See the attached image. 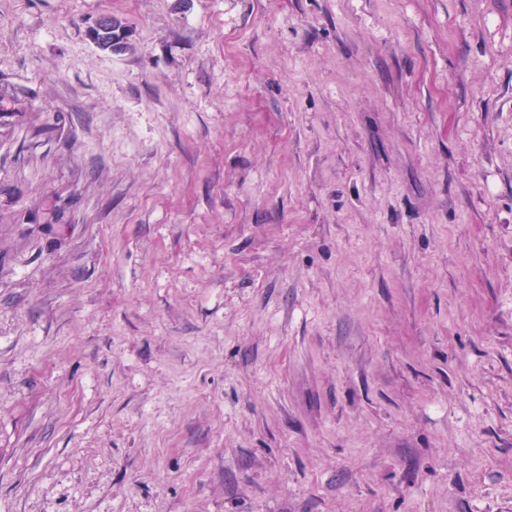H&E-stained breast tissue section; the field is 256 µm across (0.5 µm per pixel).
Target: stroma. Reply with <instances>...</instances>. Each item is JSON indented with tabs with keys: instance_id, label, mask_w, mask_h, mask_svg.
Returning <instances> with one entry per match:
<instances>
[{
	"instance_id": "stroma-1",
	"label": "stroma",
	"mask_w": 512,
	"mask_h": 512,
	"mask_svg": "<svg viewBox=\"0 0 512 512\" xmlns=\"http://www.w3.org/2000/svg\"><path fill=\"white\" fill-rule=\"evenodd\" d=\"M0 512H512V0H0ZM111 25V32L107 36H103L99 39H97L98 34H103L110 30ZM124 34V26L122 23L116 19H112L111 24V17H100L98 18L94 24L89 28V37L92 42L96 41V46L103 50V51H116V49H121L122 46L119 45L122 40ZM118 41V42H117Z\"/></svg>"
}]
</instances>
